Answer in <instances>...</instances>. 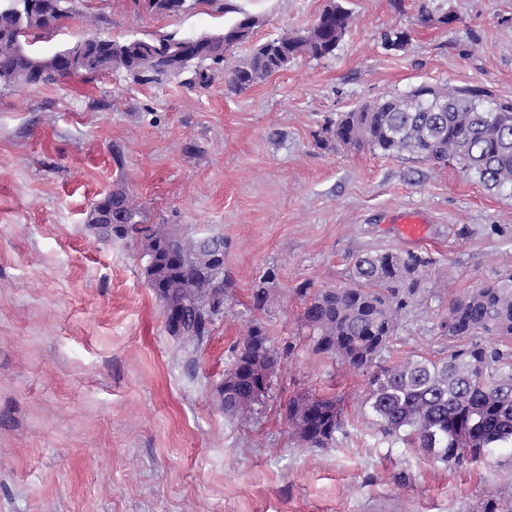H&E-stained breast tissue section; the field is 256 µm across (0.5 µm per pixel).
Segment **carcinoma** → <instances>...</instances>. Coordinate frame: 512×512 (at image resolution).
Wrapping results in <instances>:
<instances>
[{
	"label": "carcinoma",
	"mask_w": 512,
	"mask_h": 512,
	"mask_svg": "<svg viewBox=\"0 0 512 512\" xmlns=\"http://www.w3.org/2000/svg\"><path fill=\"white\" fill-rule=\"evenodd\" d=\"M67 0H0V87H14L13 74L38 84H55L73 74L92 75L123 70L138 83L171 76L185 77L190 87L210 85L224 71L234 91H244L266 76L307 56L334 53L346 34L351 14L343 5L321 21L307 38L289 32L252 44L247 60L227 67L234 48L251 40L256 20L221 0H189L186 9L208 5L234 12L237 19L221 31L195 35L160 33L148 40L81 39L43 56L29 44L50 34L71 15ZM147 10L179 16L170 0H145ZM386 49L410 41L405 31L381 36ZM495 106L498 111L491 112ZM336 143L369 148L383 156L409 154L435 165L451 164L486 186L512 189V103L498 102L474 86L437 87L429 97L423 88L373 103H362L329 120ZM125 192L114 190L100 198L89 215V228L101 241L138 242L146 258L144 273L163 309L183 304L194 310L195 293L205 287L209 254L185 250L174 229L161 231L147 224L136 208H125ZM431 259L413 252L375 251L352 257L350 282L311 291L296 288L306 299L301 322L313 339V349L337 364L369 373L366 404L374 423L387 438L402 440L428 458L463 465L482 459L492 448L512 446V275L482 284L449 301L441 332L463 345L444 357L416 354L389 365L379 362L396 335L402 313L423 292L425 268ZM267 272L261 288L252 293L253 305L267 302ZM176 341L199 349L210 334V323L198 316L189 333L165 325ZM491 335L498 344L481 338ZM294 346L275 344L256 322L240 345L232 348L231 368L224 376V412L236 414L268 393L255 391V375H275L278 361ZM288 424L310 448L335 441L344 424L342 408L333 398L298 395L288 403Z\"/></svg>",
	"instance_id": "obj_1"
}]
</instances>
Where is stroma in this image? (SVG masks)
Here are the masks:
<instances>
[{"mask_svg":"<svg viewBox=\"0 0 512 512\" xmlns=\"http://www.w3.org/2000/svg\"><path fill=\"white\" fill-rule=\"evenodd\" d=\"M254 38L311 25L326 0H234ZM348 33L328 58L302 57L249 89L181 79L137 84L120 71L0 89V512H478L512 499V448L449 466L382 437L367 376L313 352L298 285H344L353 256H431L425 291L388 361L446 355L451 299L512 271V191L453 166L340 146L329 118L427 83L481 86L512 101V0H342ZM34 51L80 38L212 31L234 16H180L137 0H69ZM450 24H442V16ZM409 43L384 49L389 29ZM125 190L144 220L188 245L224 240L232 284L197 351L164 327L140 245L97 240L93 204ZM427 221L406 240L397 217ZM274 271L263 310L252 289ZM262 322L293 342L271 388L225 414L228 349ZM332 397L345 423L326 448L302 445L290 397Z\"/></svg>","mask_w":512,"mask_h":512,"instance_id":"obj_1","label":"stroma"}]
</instances>
